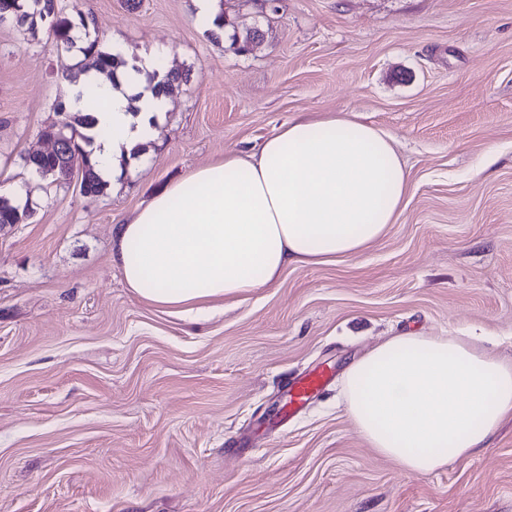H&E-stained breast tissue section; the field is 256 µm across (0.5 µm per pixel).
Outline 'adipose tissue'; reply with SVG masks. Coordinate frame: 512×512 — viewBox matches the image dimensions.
Returning <instances> with one entry per match:
<instances>
[{"label":"adipose tissue","mask_w":512,"mask_h":512,"mask_svg":"<svg viewBox=\"0 0 512 512\" xmlns=\"http://www.w3.org/2000/svg\"><path fill=\"white\" fill-rule=\"evenodd\" d=\"M165 73L149 55L114 80L87 71L70 89V109L94 118L104 182H117L133 150L153 139L168 101L149 77ZM409 192L392 135L344 112L300 116L255 153L192 170L118 223L112 262L151 303L203 312L274 285L289 265L360 255L397 222ZM344 395L371 448L427 474L484 448L512 420V359L475 336L398 333L348 367Z\"/></svg>","instance_id":"ef3b65f1"}]
</instances>
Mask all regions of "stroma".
<instances>
[{"mask_svg": "<svg viewBox=\"0 0 512 512\" xmlns=\"http://www.w3.org/2000/svg\"><path fill=\"white\" fill-rule=\"evenodd\" d=\"M102 50L188 73L156 135L94 198L25 164L69 81L45 29L0 23V512H512V420L474 456L410 475L346 414L343 376L402 331L498 338L512 359V0H58ZM258 30L251 51L231 37ZM350 112L395 138L411 184L362 254L293 265L192 317L127 288L114 227L189 171L288 120ZM330 384L282 418L287 380ZM196 8V20L202 28L209 30H219L218 15L219 9L216 1L218 0H194Z\"/></svg>", "mask_w": 512, "mask_h": 512, "instance_id": "35a3bbf8", "label": "stroma"}]
</instances>
